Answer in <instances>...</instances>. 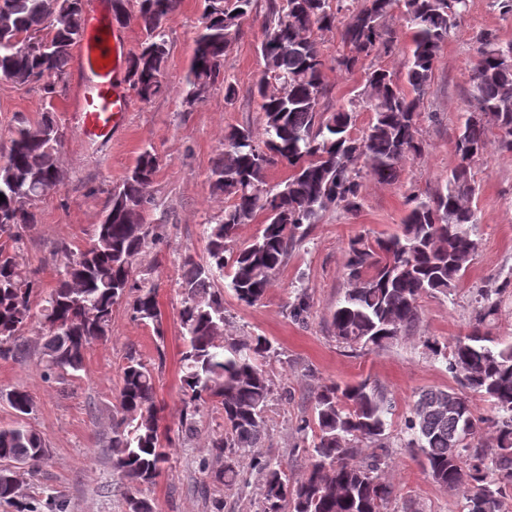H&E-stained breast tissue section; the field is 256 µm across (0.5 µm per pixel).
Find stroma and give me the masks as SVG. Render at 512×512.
<instances>
[{"instance_id": "obj_1", "label": "stroma", "mask_w": 512, "mask_h": 512, "mask_svg": "<svg viewBox=\"0 0 512 512\" xmlns=\"http://www.w3.org/2000/svg\"><path fill=\"white\" fill-rule=\"evenodd\" d=\"M266 5V0H255L252 16L224 59V72L238 87L235 99L225 100L218 85L188 105L182 87L202 6L201 0H179L166 21L171 42L168 93L149 103L133 100L126 125L108 141H87L78 129L73 100L83 82L79 53L71 55L61 95L51 99L38 85H19L0 77V157L15 128L36 125L43 113H53L65 133L56 154L61 181L37 203L38 222L26 231L17 254L18 262L39 282L41 294L34 297V305H41L42 293L56 286L55 247L89 246L113 186L134 167L142 148L153 146L159 160L148 189L154 204L145 221L161 225L162 237L139 257L138 269L157 289L164 342H157L152 326L135 321L126 307L119 306L112 314L108 340L88 348L78 378L50 383L32 361L0 359V392L22 386L33 395L35 408L28 423L50 448L38 475L20 485V495L27 501L59 496L66 500L67 512H126L112 468L110 438L122 369L131 353L157 370L162 436L172 441L169 464L155 483L143 487V496L157 512H256L261 496L257 462L281 463L291 477L302 475L309 464L311 436L300 432L298 424L312 416V393L319 383L367 379L383 386L394 405L387 432L395 440L422 391L454 387L445 361L424 342L446 343L465 334L478 289H501L502 314L490 332L512 340V153L499 150V130L494 126L486 151L472 164L478 190L470 205L480 216L474 228L479 247L456 288L446 295L422 297L416 329L375 351L338 343L328 324L347 287L342 267L349 241L359 235L374 239L399 232L408 212V195L433 193L457 165V128L463 114L474 107L469 78L478 36L492 31L500 40L512 41V15L504 14L497 0H469L419 104L421 155L406 163L396 183L363 178L361 209L325 213L292 250L260 302L247 306L232 292L224 294L225 335H261L276 350L267 369L277 394L267 411L268 436L262 448L241 459L238 481L227 487L210 478L218 463L208 437L223 425L218 404H206L197 414L201 430L197 438L178 439L183 399L180 262L187 253L206 259L204 227L214 223L224 208V199L211 191L208 175L224 148L225 129L261 125L252 88L264 69L259 47ZM301 288L310 307L306 321L299 323L289 310ZM385 476L397 488V499L387 512H403L407 501L414 503L416 512H464L462 496L433 483L416 449H390Z\"/></svg>"}]
</instances>
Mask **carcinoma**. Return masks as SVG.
<instances>
[{"label": "carcinoma", "mask_w": 512, "mask_h": 512, "mask_svg": "<svg viewBox=\"0 0 512 512\" xmlns=\"http://www.w3.org/2000/svg\"><path fill=\"white\" fill-rule=\"evenodd\" d=\"M112 0L115 20H134L144 35L128 61V80L140 101L167 92L164 78L171 46L165 21L178 0ZM469 0H365L343 18L336 0H268L260 53L264 70L254 87L260 100L262 132L235 126L224 133V150L212 161V192L228 199L221 219L204 228L207 258H181L180 324L183 409L181 437L199 435V406H221L223 430L210 436V448L224 461L214 480L235 484L239 461L261 447L268 436L267 408L274 389L266 370L275 354L264 336L224 335L226 280L238 301L262 300L290 250L331 210L357 212L362 206L360 179L366 174L385 184L397 182L401 167L422 152L417 138L418 106L431 84L436 62L468 8ZM203 21L194 39L185 76V100H201L223 74L253 0H204ZM402 7L411 46L396 76L381 67H364L363 92L337 110L325 107L329 61L321 51L319 31L340 28L347 52L336 67L352 72L373 56L389 54L395 33L384 19ZM85 29L84 0H0V76L19 84L42 82L45 97L58 93L72 48ZM470 80L477 102L459 127L455 144L458 164L426 198H407L409 211L401 232L387 238H353L344 263L349 288L330 314L333 334L354 349L376 350L409 334L420 321L419 299L448 294L465 274L478 241L472 227L480 223L469 205L477 185L471 163L487 147V119L500 131L498 147L512 152V42L484 32ZM374 113L361 136L351 132L361 105ZM63 132L50 112L36 127H21L10 138L0 161V359L23 361L29 346L23 331L32 319L33 295L39 290L33 273L16 260L23 233L36 223L37 201L61 180L56 147ZM282 165L288 178L267 186L268 171ZM158 171V157L146 146L136 165L113 187L110 205L96 226L92 244L73 249L64 244L55 288L43 299V330L38 364L52 382L76 378L85 353L111 332L114 306H128L135 320L152 324L164 338L156 288L138 277L135 261L157 240L156 226L145 223L152 205L146 187ZM264 217L255 239L230 255L227 241L238 226ZM496 288L482 290L471 331L449 346L436 340L426 348L442 357L458 388L423 392L404 420L397 444L388 441L387 391L367 380L340 385L324 382L314 390L312 419L299 430L313 432L311 462L295 479L282 465H260L259 512H385L396 498L383 476L386 455L378 448H417L422 464L439 487L466 495L468 512H502L512 498V341L490 335L488 326L501 310ZM488 403L492 431L486 435L471 396ZM15 412L11 427L0 428V474L19 470L18 480L34 477L48 456L43 437L26 422L34 409L32 395L17 386L5 394ZM468 423L469 437L461 436ZM155 374L134 355L122 371L117 415L112 424L113 469L125 485L128 512H154L140 496L165 469L169 453L162 442ZM0 501L16 512H35L18 499V487L0 481Z\"/></svg>", "instance_id": "carcinoma-1"}]
</instances>
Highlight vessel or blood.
<instances>
[{
    "instance_id": "vessel-or-blood-1",
    "label": "vessel or blood",
    "mask_w": 512,
    "mask_h": 512,
    "mask_svg": "<svg viewBox=\"0 0 512 512\" xmlns=\"http://www.w3.org/2000/svg\"><path fill=\"white\" fill-rule=\"evenodd\" d=\"M91 34L81 56L85 80L77 99L79 131L88 139H111L122 127L131 107L128 83L122 75L128 43L111 30L98 10L88 15Z\"/></svg>"
}]
</instances>
